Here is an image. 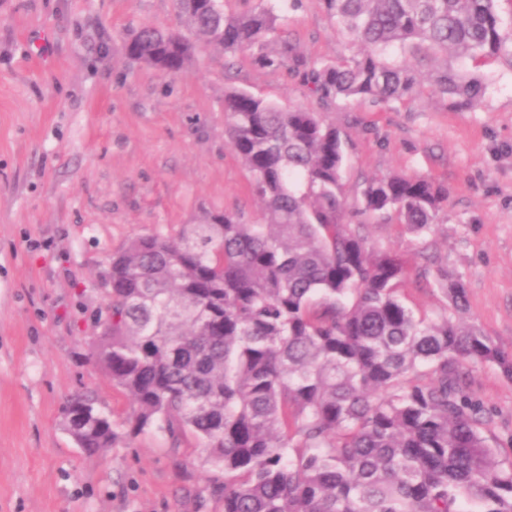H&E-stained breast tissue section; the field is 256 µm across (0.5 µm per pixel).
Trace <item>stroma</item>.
Returning <instances> with one entry per match:
<instances>
[{
  "instance_id": "35a3bbf8",
  "label": "stroma",
  "mask_w": 512,
  "mask_h": 512,
  "mask_svg": "<svg viewBox=\"0 0 512 512\" xmlns=\"http://www.w3.org/2000/svg\"><path fill=\"white\" fill-rule=\"evenodd\" d=\"M307 58L352 57L322 0H271ZM174 0H0V512H223L194 440L154 431L85 455L63 407L92 393L113 418L130 400L89 361L106 312L109 256L137 235H173L208 212L253 224L262 204L227 136L235 88L319 113L345 145L346 221L410 274L445 270L467 290L465 322L512 352V68L483 67L475 112L320 102L300 76L203 48L179 74L131 60L126 35L181 27ZM430 178L448 189L432 233L365 212L366 180ZM485 435L512 455V381L472 368Z\"/></svg>"
}]
</instances>
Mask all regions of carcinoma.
Here are the masks:
<instances>
[{
    "instance_id": "1",
    "label": "carcinoma",
    "mask_w": 512,
    "mask_h": 512,
    "mask_svg": "<svg viewBox=\"0 0 512 512\" xmlns=\"http://www.w3.org/2000/svg\"><path fill=\"white\" fill-rule=\"evenodd\" d=\"M175 2L187 32L135 30L130 59L177 74L203 43L288 67L322 101L400 104L425 82L452 112L476 111L486 85L448 60L512 66V15L498 0H323L360 47L329 63L298 55L266 0L240 15L223 0ZM224 112L262 222L210 212L112 254L90 359L133 410L115 420L72 397L64 428L76 446L92 456L151 429L176 444L190 436L224 512H512V460L485 437L491 416L464 375L489 363L512 380V353L446 308L429 316L407 303L406 262L346 223L334 126L240 90L225 93ZM362 196L365 211L423 237L448 188L392 174ZM435 281L465 313L461 280Z\"/></svg>"
}]
</instances>
